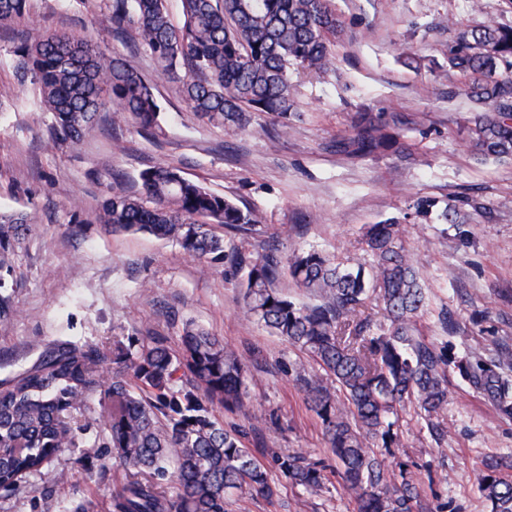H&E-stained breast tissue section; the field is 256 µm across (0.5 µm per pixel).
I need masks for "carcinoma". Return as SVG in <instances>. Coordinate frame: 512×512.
<instances>
[{"mask_svg":"<svg viewBox=\"0 0 512 512\" xmlns=\"http://www.w3.org/2000/svg\"><path fill=\"white\" fill-rule=\"evenodd\" d=\"M104 0L117 34L133 33L164 73L186 72L182 99L203 121L241 128L250 113L265 112L286 129L296 118L290 69L323 78L334 72L332 47L344 28L332 0ZM28 0H0V27L26 20ZM448 67L464 78L474 105L463 128L477 160L512 159V26L493 18L467 27L449 25ZM17 82L32 78L37 104L51 115L53 143L75 142L110 103L140 132L164 131L152 84L124 57L107 54L85 37L43 29L14 50ZM390 123L369 113L344 150L351 156L398 144ZM142 191L115 193L93 219L105 231L144 232L176 242L205 266L229 262L245 271L240 284L244 314L306 353L318 369L294 367L296 381L321 420L329 448L340 462L358 512H418L423 489L366 438L391 448L398 441L399 412L414 411L420 425L443 440L439 421L448 405V351L417 335L416 317L427 293L406 251L399 225H369L362 237L372 257L344 264L316 250L282 253L267 247L253 255L227 246L212 231L247 235L259 215L209 191L177 169L155 165L141 175ZM31 221L0 215V324L18 313L8 276ZM314 299L300 303L283 293V275ZM376 296L383 320L364 314ZM251 359L208 330L187 322L178 348L164 336L137 332L112 343L65 341L32 369L0 385V492L20 490L66 448H76L94 422L76 414L99 395L106 406L95 448H110L124 466L111 512H225L233 496L271 497L266 467L236 433L214 417L215 404L247 409ZM497 362L458 366L460 376L503 414H512V380ZM296 488L318 493L324 469L299 454L274 457ZM480 490L491 512H512V456L483 463Z\"/></svg>","mask_w":512,"mask_h":512,"instance_id":"carcinoma-1","label":"carcinoma"}]
</instances>
